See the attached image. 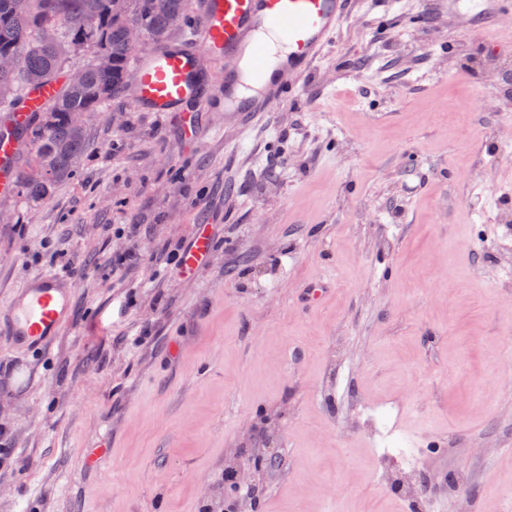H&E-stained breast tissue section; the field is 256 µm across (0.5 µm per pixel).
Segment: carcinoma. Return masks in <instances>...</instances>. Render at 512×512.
Masks as SVG:
<instances>
[{"mask_svg": "<svg viewBox=\"0 0 512 512\" xmlns=\"http://www.w3.org/2000/svg\"><path fill=\"white\" fill-rule=\"evenodd\" d=\"M185 7V0H124L119 10L112 0H0V54L18 56L16 68L0 69V112L17 105L18 93L56 80L72 50L95 48L83 79L67 82L52 104L14 131L40 169L36 177L27 172L15 177L19 191L39 201L73 175L85 128L72 126L70 115L95 112L104 101L126 94L133 60L128 27L139 25L152 41L163 43Z\"/></svg>", "mask_w": 512, "mask_h": 512, "instance_id": "obj_1", "label": "carcinoma"}]
</instances>
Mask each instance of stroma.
<instances>
[{"mask_svg":"<svg viewBox=\"0 0 512 512\" xmlns=\"http://www.w3.org/2000/svg\"><path fill=\"white\" fill-rule=\"evenodd\" d=\"M84 123L69 179L0 200V308L76 271L57 340L0 357V512H422L392 432L440 512H505L512 13L354 0L300 97L197 113L191 152L128 95ZM199 224L203 274L149 281Z\"/></svg>","mask_w":512,"mask_h":512,"instance_id":"35a3bbf8","label":"stroma"}]
</instances>
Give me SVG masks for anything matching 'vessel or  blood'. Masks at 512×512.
Masks as SVG:
<instances>
[{
    "label": "vessel or blood",
    "mask_w": 512,
    "mask_h": 512,
    "mask_svg": "<svg viewBox=\"0 0 512 512\" xmlns=\"http://www.w3.org/2000/svg\"><path fill=\"white\" fill-rule=\"evenodd\" d=\"M504 2L448 0V8L482 20L498 14ZM345 9L346 0H198L197 23L180 44L151 48L134 60L135 103L144 112L189 120L191 107L201 104L209 91L202 61L217 59L224 70L215 103L223 107L225 123L246 125L253 116L275 111L298 96V80L312 73ZM59 91L55 82L28 89L23 106L0 114V119L25 125ZM17 153L11 139L0 141L2 199L11 195L14 182L5 162ZM213 248V235L198 227L181 258L184 273L194 275ZM74 284L72 273L56 268L29 279L0 310V351L28 353L54 342L69 316Z\"/></svg>",
    "instance_id": "b4317fda"
}]
</instances>
